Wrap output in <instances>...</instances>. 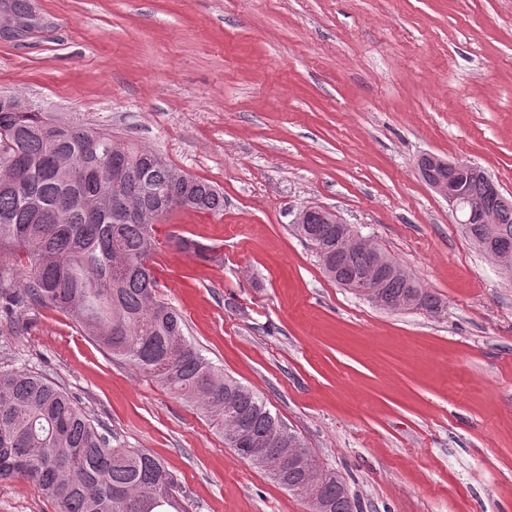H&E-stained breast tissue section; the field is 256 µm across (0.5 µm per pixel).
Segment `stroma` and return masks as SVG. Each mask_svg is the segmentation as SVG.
I'll list each match as a JSON object with an SVG mask.
<instances>
[{"instance_id":"35a3bbf8","label":"stroma","mask_w":512,"mask_h":512,"mask_svg":"<svg viewBox=\"0 0 512 512\" xmlns=\"http://www.w3.org/2000/svg\"><path fill=\"white\" fill-rule=\"evenodd\" d=\"M0 93L154 148L224 192L156 227L158 296L188 339L343 477L363 512H512V277L418 170L484 168L512 196V0H33ZM334 211L441 301L387 312L291 221ZM214 246L220 262L170 236ZM70 391L177 481L182 512H307L195 410L61 313L0 316V364ZM0 512H57L0 481ZM168 241L176 250L189 253L202 261L217 262L219 260L214 247L196 240L184 236H172Z\"/></svg>"}]
</instances>
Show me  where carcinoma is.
I'll return each instance as SVG.
<instances>
[{"mask_svg": "<svg viewBox=\"0 0 512 512\" xmlns=\"http://www.w3.org/2000/svg\"><path fill=\"white\" fill-rule=\"evenodd\" d=\"M32 0H0V12L27 19ZM0 97V313L17 307L58 311L71 317L112 358L155 379L190 404L220 433L232 426L257 444L265 459L278 455L270 429L280 423L267 403L224 374L185 336V319L157 298L158 281L148 261L157 249L155 225L130 216L115 223L107 195L127 199L149 214L174 195L180 210L216 214L224 193L193 176L176 179L180 168L160 153L112 131L79 120L63 121L39 106L17 108ZM137 176L112 181L119 166ZM464 196L498 215L497 242L482 251L501 262L512 250V203L504 206L475 176H455ZM309 232L332 246L321 258L331 279L351 281L379 262L394 269L383 295L438 310L436 296L415 277L395 272L399 264L364 239L336 254V225L317 222ZM172 246L206 262L215 248L184 236ZM34 482L58 512H163L176 507L175 479L145 448L112 445V435L78 399L44 375L0 368V480ZM317 491L329 512L360 510L345 482L309 457L288 474L287 491L297 498Z\"/></svg>", "mask_w": 512, "mask_h": 512, "instance_id": "carcinoma-1", "label": "carcinoma"}]
</instances>
